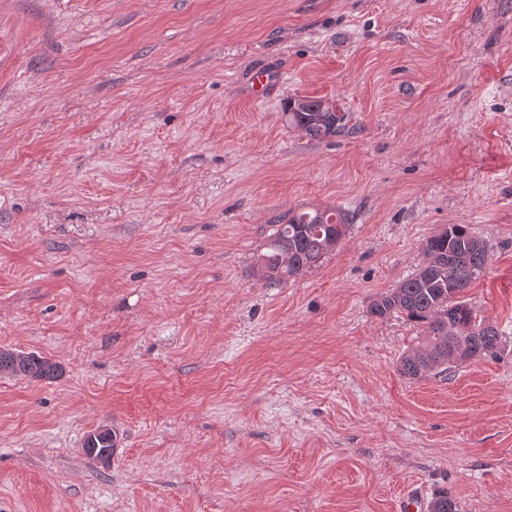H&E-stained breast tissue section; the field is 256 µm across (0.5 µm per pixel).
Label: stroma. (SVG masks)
Returning <instances> with one entry per match:
<instances>
[{"instance_id": "obj_1", "label": "stroma", "mask_w": 512, "mask_h": 512, "mask_svg": "<svg viewBox=\"0 0 512 512\" xmlns=\"http://www.w3.org/2000/svg\"><path fill=\"white\" fill-rule=\"evenodd\" d=\"M313 206L348 233L265 286ZM448 224L501 350L409 380L419 327L369 305ZM1 348L62 375L0 378V512H512V0H0ZM298 97V96H297ZM297 97H290L285 106L288 126L302 133L309 140L320 141L336 137L350 130L348 112H334L326 105L330 100L323 97L304 96L305 101L297 107L290 108V102ZM277 223L266 251L253 266L254 275L266 286H277L316 267L335 249L352 222L344 210L311 208L293 212ZM85 454L92 459L94 453L99 455L103 451L116 448V436L112 434V428L107 426L98 427L93 434L88 435L84 440Z\"/></svg>"}]
</instances>
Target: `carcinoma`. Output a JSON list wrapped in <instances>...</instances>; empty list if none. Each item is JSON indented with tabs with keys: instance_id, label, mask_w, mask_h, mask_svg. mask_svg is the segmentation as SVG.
<instances>
[{
	"instance_id": "cac0c4a2",
	"label": "carcinoma",
	"mask_w": 512,
	"mask_h": 512,
	"mask_svg": "<svg viewBox=\"0 0 512 512\" xmlns=\"http://www.w3.org/2000/svg\"><path fill=\"white\" fill-rule=\"evenodd\" d=\"M329 99L305 97L297 107L285 106L288 126L310 140L329 139L350 130V115L334 112ZM351 224L341 209L311 208L288 215L276 224L253 266V273L267 286H277L322 262ZM488 245L464 224H451L430 236L423 246L417 271L369 306L377 319L400 314L422 327L417 345L398 364L399 373L412 380L450 370L448 346L463 342L462 361L497 355L502 332L477 320L463 294L488 264ZM61 367L35 352L0 349V377L23 376L52 382ZM116 448V436L107 426L98 427L84 440L89 457ZM428 512H459L456 500L443 493L428 505Z\"/></svg>"
}]
</instances>
